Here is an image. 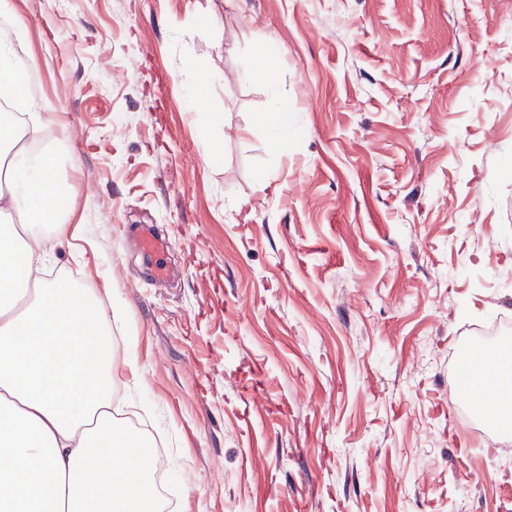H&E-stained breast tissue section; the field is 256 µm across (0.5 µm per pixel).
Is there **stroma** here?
Segmentation results:
<instances>
[{
    "instance_id": "stroma-1",
    "label": "stroma",
    "mask_w": 512,
    "mask_h": 512,
    "mask_svg": "<svg viewBox=\"0 0 512 512\" xmlns=\"http://www.w3.org/2000/svg\"><path fill=\"white\" fill-rule=\"evenodd\" d=\"M15 6L45 139L78 159L81 249L41 273L111 282L119 410L171 512H512V433L456 385L512 339V0ZM139 244L143 254L152 261L154 277L165 278L169 270L162 257L170 250L169 239L154 225L143 224L139 226Z\"/></svg>"
}]
</instances>
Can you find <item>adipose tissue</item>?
Segmentation results:
<instances>
[{"label": "adipose tissue", "instance_id": "obj_1", "mask_svg": "<svg viewBox=\"0 0 512 512\" xmlns=\"http://www.w3.org/2000/svg\"><path fill=\"white\" fill-rule=\"evenodd\" d=\"M24 27L13 0H0V96L27 120L0 113V512H158L146 443L112 412V326L125 310L102 293L33 279L70 241L61 157L26 147L58 123L27 90L14 54ZM496 425L512 429V364L492 362L484 387Z\"/></svg>", "mask_w": 512, "mask_h": 512}]
</instances>
